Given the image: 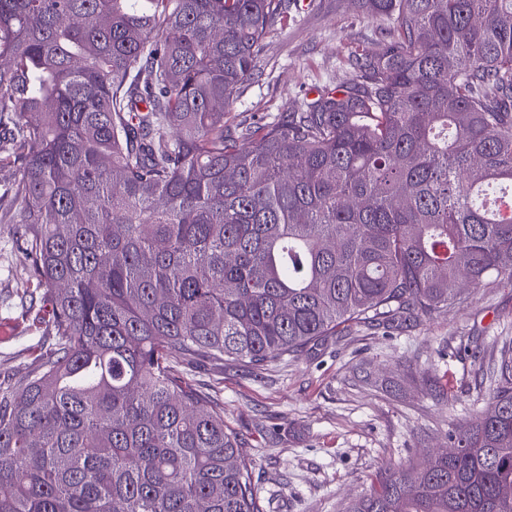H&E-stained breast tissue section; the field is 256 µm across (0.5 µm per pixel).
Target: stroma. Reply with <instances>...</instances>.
<instances>
[{
  "mask_svg": "<svg viewBox=\"0 0 512 512\" xmlns=\"http://www.w3.org/2000/svg\"><path fill=\"white\" fill-rule=\"evenodd\" d=\"M266 38L270 63L230 109L228 127L297 111L333 88L351 51L373 49L380 22L348 0H285ZM31 262L0 224V381L35 365L52 336L28 295ZM512 345V288L472 292L467 305L400 327L325 336L260 368L228 361L183 366L223 404L224 424L252 463L264 512H344L377 473L441 450L482 408L502 345Z\"/></svg>",
  "mask_w": 512,
  "mask_h": 512,
  "instance_id": "obj_1",
  "label": "stroma"
}]
</instances>
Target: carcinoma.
I'll return each instance as SVG.
<instances>
[{"label": "carcinoma", "mask_w": 512, "mask_h": 512, "mask_svg": "<svg viewBox=\"0 0 512 512\" xmlns=\"http://www.w3.org/2000/svg\"><path fill=\"white\" fill-rule=\"evenodd\" d=\"M350 2L376 48L231 131L282 0H0V222L56 336L0 385V512H263L178 366L512 285V0ZM345 512H512V349L448 449Z\"/></svg>", "instance_id": "cac0c4a2"}]
</instances>
